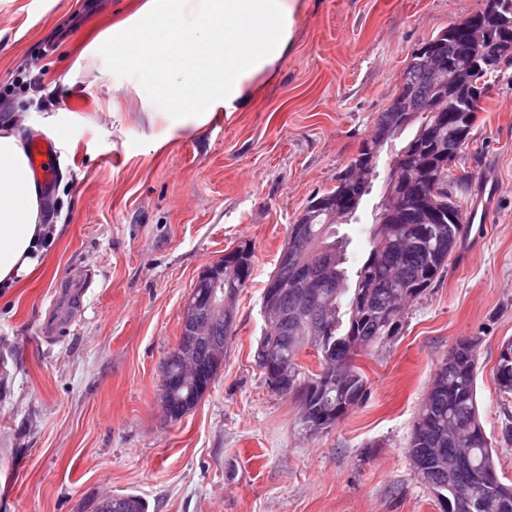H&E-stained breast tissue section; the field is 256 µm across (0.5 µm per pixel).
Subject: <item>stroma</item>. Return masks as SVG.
<instances>
[{
    "label": "stroma",
    "mask_w": 512,
    "mask_h": 512,
    "mask_svg": "<svg viewBox=\"0 0 512 512\" xmlns=\"http://www.w3.org/2000/svg\"><path fill=\"white\" fill-rule=\"evenodd\" d=\"M133 0H0V122L54 138L61 176L44 196L60 230L41 273L0 288V512H89L106 492L148 512H440L408 445L449 349L477 341V396L498 472L512 482V398L495 380L512 339V68L487 90L457 167L481 204L442 278L397 336L357 360L367 396L308 436L299 405L267 387L255 354L261 296L289 224L335 178L401 87L411 53L486 0H305L294 42L251 100L203 129L151 125L150 83L78 60L94 26ZM374 184L341 224L348 272L368 254ZM255 252L224 366L198 406L167 420L162 366L200 272Z\"/></svg>",
    "instance_id": "stroma-1"
}]
</instances>
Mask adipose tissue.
Returning a JSON list of instances; mask_svg holds the SVG:
<instances>
[{
	"label": "adipose tissue",
	"mask_w": 512,
	"mask_h": 512,
	"mask_svg": "<svg viewBox=\"0 0 512 512\" xmlns=\"http://www.w3.org/2000/svg\"><path fill=\"white\" fill-rule=\"evenodd\" d=\"M303 0H144L107 33L91 37L82 57L111 64L129 81L150 79L152 123L166 133L194 132L217 110L249 101L260 78L290 47ZM188 56L182 76L170 67ZM44 198L20 135L0 127V286L34 274L48 236Z\"/></svg>",
	"instance_id": "adipose-tissue-1"
}]
</instances>
